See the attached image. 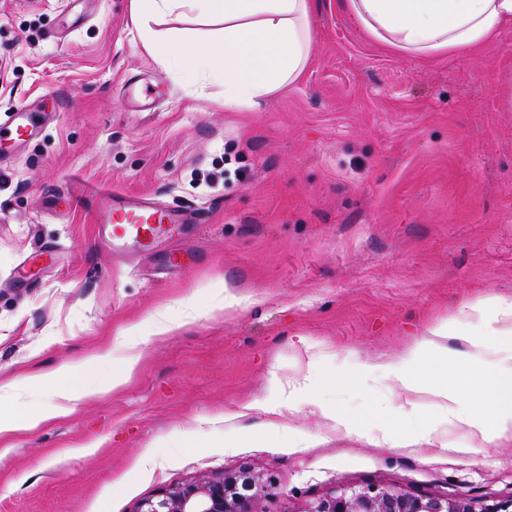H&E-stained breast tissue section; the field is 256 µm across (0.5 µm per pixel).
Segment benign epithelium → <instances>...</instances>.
Returning a JSON list of instances; mask_svg holds the SVG:
<instances>
[{
	"mask_svg": "<svg viewBox=\"0 0 512 512\" xmlns=\"http://www.w3.org/2000/svg\"><path fill=\"white\" fill-rule=\"evenodd\" d=\"M270 486L251 471L224 473L162 489L141 500L136 512H254L259 492ZM299 512H512V496L487 503L370 483L327 492Z\"/></svg>",
	"mask_w": 512,
	"mask_h": 512,
	"instance_id": "benign-epithelium-1",
	"label": "benign epithelium"
}]
</instances>
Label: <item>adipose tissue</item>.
I'll list each match as a JSON object with an SVG mask.
<instances>
[{
  "label": "adipose tissue",
  "instance_id": "1",
  "mask_svg": "<svg viewBox=\"0 0 512 512\" xmlns=\"http://www.w3.org/2000/svg\"><path fill=\"white\" fill-rule=\"evenodd\" d=\"M368 36L391 52L416 57L478 52L498 31L512 23V0H338ZM313 0H131V15L141 31L145 50L177 77L191 82L202 76L224 82V105L255 107L272 92L295 83L309 61L314 41ZM186 17L209 28L203 44L188 31L156 34L150 26L171 16ZM480 330L475 353L455 375L434 366L431 389L436 419L425 429L407 428L404 417L418 407L415 398L427 359L438 361L437 340L454 330ZM137 363L128 355L121 365L107 358L95 362L94 374L61 367L46 382L54 395L78 403L102 386L119 387ZM385 380L399 403L373 420L356 418L337 403L323 400L319 386L352 388L369 376ZM310 405L330 431L353 435L374 444L401 448H442L449 428L465 432L471 447L483 448L512 438V301L496 295L481 298L458 316L433 322L423 339L395 362L339 368L320 383H271L265 398L249 408L265 420L253 435L279 433V420Z\"/></svg>",
  "mask_w": 512,
  "mask_h": 512
}]
</instances>
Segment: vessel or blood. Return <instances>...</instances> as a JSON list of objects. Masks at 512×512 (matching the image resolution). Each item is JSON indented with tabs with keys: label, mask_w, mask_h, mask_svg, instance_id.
<instances>
[{
	"label": "vessel or blood",
	"mask_w": 512,
	"mask_h": 512,
	"mask_svg": "<svg viewBox=\"0 0 512 512\" xmlns=\"http://www.w3.org/2000/svg\"><path fill=\"white\" fill-rule=\"evenodd\" d=\"M42 112H18L8 123L0 125V139L23 142L45 122ZM104 210L101 235L113 250H135L148 255L165 241L185 236L191 224L197 223L194 211L181 207H165L147 195L128 196L111 190L97 196Z\"/></svg>",
	"instance_id": "obj_1"
}]
</instances>
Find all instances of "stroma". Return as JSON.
I'll return each instance as SVG.
<instances>
[{"label":"stroma","mask_w":512,"mask_h":512,"mask_svg":"<svg viewBox=\"0 0 512 512\" xmlns=\"http://www.w3.org/2000/svg\"><path fill=\"white\" fill-rule=\"evenodd\" d=\"M313 28L296 83L228 109L222 81L185 83L144 50L130 0H0V120L51 116L0 144V413H51L0 438V512H135L240 470L274 483L256 512L364 483L512 496V439L374 445L303 406L291 447H274L247 436L256 416H233L273 378L392 361L474 299L512 300V25L433 58L388 51L337 0H316ZM90 189L198 210L200 232L112 252ZM130 327L147 338L133 351ZM131 352L126 382L70 413L36 383ZM327 396L364 416L394 400L382 381ZM162 444L166 460L139 469Z\"/></svg>","instance_id":"35a3bbf8"}]
</instances>
